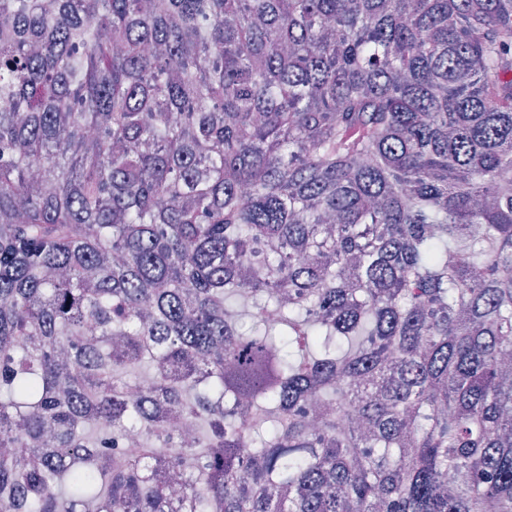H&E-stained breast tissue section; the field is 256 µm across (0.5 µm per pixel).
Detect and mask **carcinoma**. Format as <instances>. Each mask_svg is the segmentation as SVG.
<instances>
[{
    "instance_id": "obj_1",
    "label": "carcinoma",
    "mask_w": 512,
    "mask_h": 512,
    "mask_svg": "<svg viewBox=\"0 0 512 512\" xmlns=\"http://www.w3.org/2000/svg\"><path fill=\"white\" fill-rule=\"evenodd\" d=\"M510 356L512 0H0V512H512Z\"/></svg>"
}]
</instances>
